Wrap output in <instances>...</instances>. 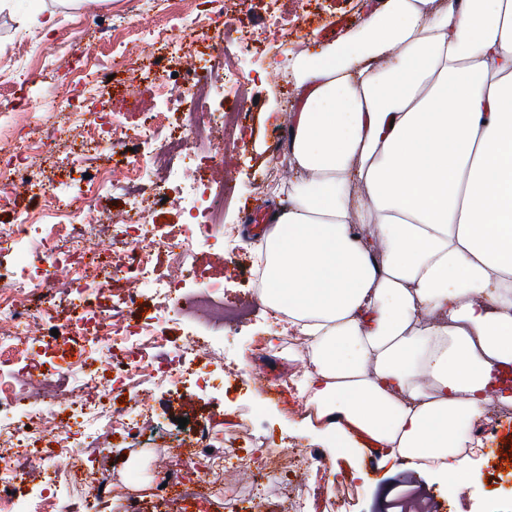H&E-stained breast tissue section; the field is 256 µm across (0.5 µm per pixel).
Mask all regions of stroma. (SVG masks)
I'll list each match as a JSON object with an SVG mask.
<instances>
[{
  "label": "stroma",
  "instance_id": "35a3bbf8",
  "mask_svg": "<svg viewBox=\"0 0 512 512\" xmlns=\"http://www.w3.org/2000/svg\"><path fill=\"white\" fill-rule=\"evenodd\" d=\"M379 3L310 0L305 6L301 0H284L283 7L304 11L298 38L303 54L311 55L359 29L369 8ZM43 8L54 18L53 30L28 22L30 0H14L11 8L0 11V102L20 97L60 98L66 78L44 65L45 54L53 50L68 52L77 60L90 59L98 68L108 69L112 48L101 44L100 29L124 20L130 10L127 0H43ZM287 57V51L268 52L261 46L243 51L242 63L255 82L254 93L261 106L249 113L232 163L214 167L204 160L198 164L199 177L235 185V195L224 201V221L242 229L252 223L254 213L265 211L284 182L296 176L286 148L296 91L287 80L275 78L271 66L272 61ZM157 78L154 70L145 67L135 71L125 67L114 73L102 89L106 111L123 113L127 126L138 129L146 113L162 107L156 95ZM273 106L282 109L275 120L266 116L267 108ZM242 239L233 261H225L221 250L199 246L184 262L187 294L220 282L225 303L247 305L242 322L200 336L202 344L223 350L226 360L237 363L251 356L257 343L279 339L282 334L255 293L253 251L261 236L244 233ZM172 412L202 422L220 419L228 427L247 421L276 447L326 458L328 471L310 472L305 481H292L288 491H281L277 481L267 483L263 494L267 512H285L292 497L306 500L308 512H326V500L340 484L353 489L346 512H512V469L507 466L512 456V408L503 413L492 403L478 418L480 446L469 478L461 486L427 478L411 468L383 476L369 465L363 447L329 448L299 414L290 390L266 395L246 375L224 393L202 392L185 384ZM129 455L122 437L108 433L85 448V466L107 476L121 473L130 484L149 480L146 470L132 466Z\"/></svg>",
  "mask_w": 512,
  "mask_h": 512
}]
</instances>
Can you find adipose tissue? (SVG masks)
Wrapping results in <instances>:
<instances>
[{"label":"adipose tissue","mask_w":512,"mask_h":512,"mask_svg":"<svg viewBox=\"0 0 512 512\" xmlns=\"http://www.w3.org/2000/svg\"><path fill=\"white\" fill-rule=\"evenodd\" d=\"M285 67L298 177L255 263L263 304L306 342L299 395L336 447L361 434L379 467L458 483L465 428L512 403V0H383Z\"/></svg>","instance_id":"ef3b65f1"}]
</instances>
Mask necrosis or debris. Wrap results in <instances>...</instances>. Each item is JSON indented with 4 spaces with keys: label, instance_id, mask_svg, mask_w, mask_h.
Returning a JSON list of instances; mask_svg holds the SVG:
<instances>
[{
    "label": "necrosis or debris",
    "instance_id": "necrosis-or-debris-1",
    "mask_svg": "<svg viewBox=\"0 0 512 512\" xmlns=\"http://www.w3.org/2000/svg\"><path fill=\"white\" fill-rule=\"evenodd\" d=\"M196 0H172L179 21L175 33L144 32L135 21L113 27V44L120 47L128 64L167 59L187 53L188 31H202L213 51L199 69L179 79L165 78L157 86L166 103L189 101L178 129L166 126L165 112L148 113L138 130H130L121 114H101L99 88L105 80L97 69L73 73L81 88L82 106L67 113L63 122L42 131L26 144L14 142L16 117L12 108L0 109V206L20 188L41 189L46 199L39 214L19 215L15 223L0 226V248L20 249L33 267L28 274L0 271V512H72L67 488L82 487L83 512H96L110 499L127 502L131 512L153 506L155 512H243L247 493H260L266 482L288 477L310 465L307 457L285 448H267L264 436H256L255 448L238 447L241 436L252 433L249 424L225 429L223 422L188 423L177 446L165 434H157L152 456V479L146 487L128 485L120 475L105 479L84 468L82 450L105 432L121 434L129 448L142 447V436L155 409L146 393L163 389L172 393L187 380L212 388L241 376L239 364H223L220 372L197 365L196 340L170 348L153 323L133 318L140 299L152 295L163 317L185 318L175 279L156 276L151 253H167L181 262L195 246L223 244L234 239V226L224 224L221 213L203 207L179 233H153L152 212L162 202H191L214 195H233L228 183L210 185L185 173L200 156L223 165V151L205 152L212 136H220L225 149L237 146L235 130L241 112L252 103L251 80L238 56L222 52L234 42L246 49L256 42L281 47L293 44L298 26L270 0L263 30L247 26L229 28L217 17L202 16ZM222 96L230 112L221 124L212 121L213 96ZM69 147V164L81 168L83 147H91L105 163L87 179L83 189L71 182L45 184L39 174L47 147ZM130 188L127 207L113 222L108 248L93 253L87 239L97 228V199L117 185ZM68 271L69 315L59 319L54 288L55 272ZM51 326L59 332L60 345L75 344L71 360L58 367H45L40 340L32 325ZM104 360L112 376L89 368V360ZM59 394L61 401L41 408L25 409L31 391ZM128 394L124 408L112 406L111 393ZM50 443L44 454L39 442ZM43 480L44 488L30 498L17 494L20 485Z\"/></svg>",
    "mask_w": 512,
    "mask_h": 512
}]
</instances>
